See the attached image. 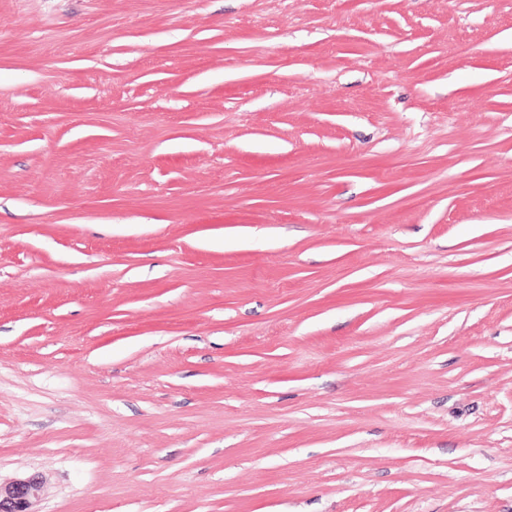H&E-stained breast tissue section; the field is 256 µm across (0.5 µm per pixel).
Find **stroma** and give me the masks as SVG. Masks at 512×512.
Returning a JSON list of instances; mask_svg holds the SVG:
<instances>
[{
  "instance_id": "stroma-1",
  "label": "stroma",
  "mask_w": 512,
  "mask_h": 512,
  "mask_svg": "<svg viewBox=\"0 0 512 512\" xmlns=\"http://www.w3.org/2000/svg\"><path fill=\"white\" fill-rule=\"evenodd\" d=\"M37 473L38 512H512V0H0Z\"/></svg>"
}]
</instances>
